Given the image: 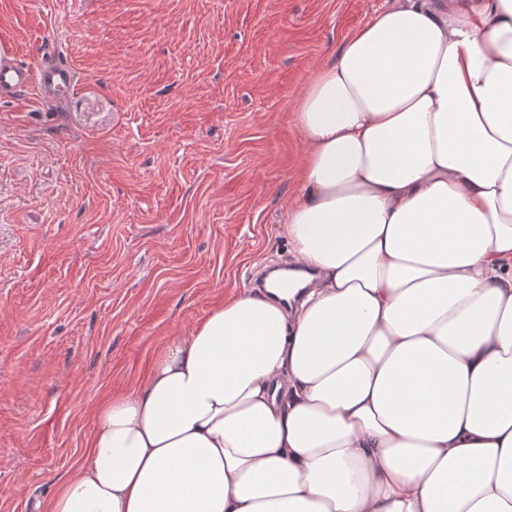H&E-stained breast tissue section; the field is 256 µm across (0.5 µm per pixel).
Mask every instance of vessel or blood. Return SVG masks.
Here are the masks:
<instances>
[{
  "instance_id": "obj_1",
  "label": "vessel or blood",
  "mask_w": 512,
  "mask_h": 512,
  "mask_svg": "<svg viewBox=\"0 0 512 512\" xmlns=\"http://www.w3.org/2000/svg\"><path fill=\"white\" fill-rule=\"evenodd\" d=\"M72 74L68 68L45 61L20 64L6 50L0 51V99H13L27 91H35L37 100L51 105L70 89Z\"/></svg>"
}]
</instances>
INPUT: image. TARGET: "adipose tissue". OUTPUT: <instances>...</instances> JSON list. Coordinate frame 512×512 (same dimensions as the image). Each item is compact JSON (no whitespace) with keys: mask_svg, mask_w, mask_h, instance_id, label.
I'll list each match as a JSON object with an SVG mask.
<instances>
[{"mask_svg":"<svg viewBox=\"0 0 512 512\" xmlns=\"http://www.w3.org/2000/svg\"><path fill=\"white\" fill-rule=\"evenodd\" d=\"M294 117L315 285L169 339L48 512H512V0H395Z\"/></svg>","mask_w":512,"mask_h":512,"instance_id":"ef3b65f1","label":"adipose tissue"}]
</instances>
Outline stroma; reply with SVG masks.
Instances as JSON below:
<instances>
[{
	"instance_id": "obj_1",
	"label": "stroma",
	"mask_w": 512,
	"mask_h": 512,
	"mask_svg": "<svg viewBox=\"0 0 512 512\" xmlns=\"http://www.w3.org/2000/svg\"><path fill=\"white\" fill-rule=\"evenodd\" d=\"M393 0H0V43L67 65L0 100V512L85 459L98 400L292 265L279 233L319 64Z\"/></svg>"
}]
</instances>
